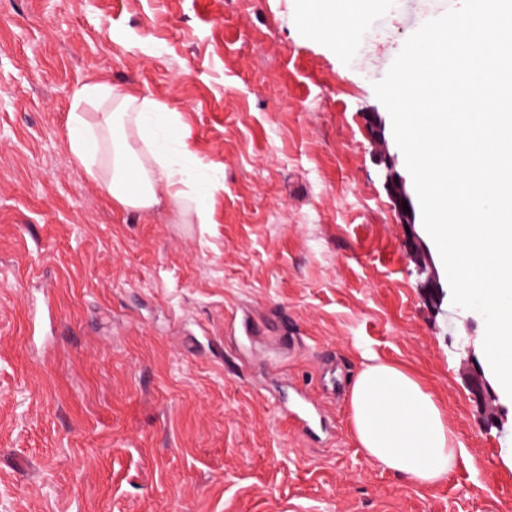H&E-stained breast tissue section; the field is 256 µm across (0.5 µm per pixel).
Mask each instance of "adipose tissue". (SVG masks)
Returning a JSON list of instances; mask_svg holds the SVG:
<instances>
[{
	"instance_id": "obj_1",
	"label": "adipose tissue",
	"mask_w": 512,
	"mask_h": 512,
	"mask_svg": "<svg viewBox=\"0 0 512 512\" xmlns=\"http://www.w3.org/2000/svg\"><path fill=\"white\" fill-rule=\"evenodd\" d=\"M77 99L97 113L69 112V150L116 208L147 213L162 206L187 223H212L210 201L220 183L199 178L179 113L104 81L84 85ZM348 428L368 458L424 487L444 480L462 453L423 380L373 355L350 389Z\"/></svg>"
}]
</instances>
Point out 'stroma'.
Here are the masks:
<instances>
[{"mask_svg": "<svg viewBox=\"0 0 512 512\" xmlns=\"http://www.w3.org/2000/svg\"><path fill=\"white\" fill-rule=\"evenodd\" d=\"M304 0H0V512H512L501 427L466 379L483 316L404 247L384 176L412 178L373 85L423 0H380L333 49ZM180 112L221 183L214 221L114 208L73 159L90 80ZM378 114L383 132H370ZM53 316L27 341L33 304ZM409 368L462 444L443 482L385 470L348 430L362 350ZM329 432L280 412L297 393Z\"/></svg>", "mask_w": 512, "mask_h": 512, "instance_id": "obj_1", "label": "stroma"}]
</instances>
